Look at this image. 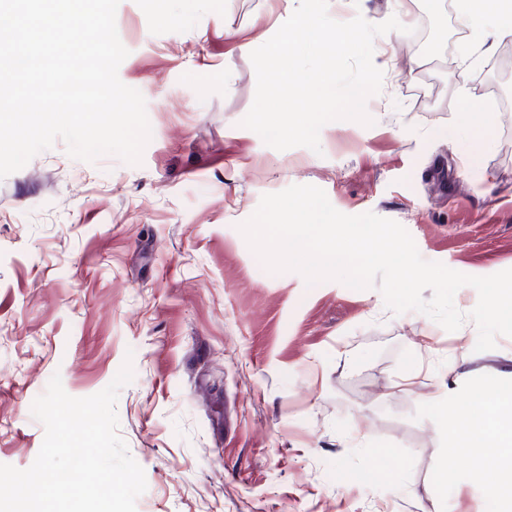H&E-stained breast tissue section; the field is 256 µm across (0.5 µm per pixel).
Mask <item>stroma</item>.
<instances>
[{
	"instance_id": "stroma-1",
	"label": "stroma",
	"mask_w": 512,
	"mask_h": 512,
	"mask_svg": "<svg viewBox=\"0 0 512 512\" xmlns=\"http://www.w3.org/2000/svg\"><path fill=\"white\" fill-rule=\"evenodd\" d=\"M395 7L328 12L377 24ZM407 7L448 62L407 32L375 42L372 125L329 122L316 153L241 125L249 52L284 0H121L118 75L151 125L141 164L76 160L58 140L0 180V464L36 459L32 404L53 375L87 397L128 361L115 410L146 476L137 512H500L493 466L446 467L443 425L452 393L512 381V337L478 353L472 321L449 332L375 287L271 273L238 229L263 195L310 184L343 214L400 223L425 260L512 268V37L457 39V0Z\"/></svg>"
}]
</instances>
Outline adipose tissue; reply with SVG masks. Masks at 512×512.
Returning a JSON list of instances; mask_svg holds the SVG:
<instances>
[{"label": "adipose tissue", "mask_w": 512, "mask_h": 512, "mask_svg": "<svg viewBox=\"0 0 512 512\" xmlns=\"http://www.w3.org/2000/svg\"><path fill=\"white\" fill-rule=\"evenodd\" d=\"M462 23L469 29H495L512 36V0H459ZM446 429L458 455L471 458L474 468L501 464L492 491L502 512H512V384L498 386L470 410L449 413Z\"/></svg>", "instance_id": "ef3b65f1"}]
</instances>
